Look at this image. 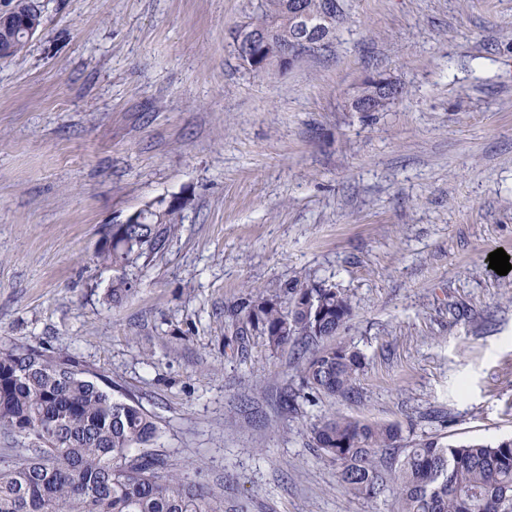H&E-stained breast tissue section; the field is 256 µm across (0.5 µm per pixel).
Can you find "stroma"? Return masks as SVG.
<instances>
[{"instance_id": "35a3bbf8", "label": "stroma", "mask_w": 512, "mask_h": 512, "mask_svg": "<svg viewBox=\"0 0 512 512\" xmlns=\"http://www.w3.org/2000/svg\"><path fill=\"white\" fill-rule=\"evenodd\" d=\"M0 61V347L77 358L141 399L158 449L246 512H396L310 441L333 413L404 444L512 437V0H346L328 50L251 70L255 0H34ZM405 93L358 112L363 81ZM177 200L167 247L98 250ZM333 285L364 356L354 401L308 394L293 345L236 334L248 288ZM177 209L178 206L174 201L158 199L148 202L142 208L129 215L125 221L114 224L100 249L111 250L100 251L98 253L100 260L107 265H112L113 269L123 268L132 260L141 257L147 252L150 254L161 251L170 236L174 234L177 224L173 221L175 212H171L162 224H159L158 216L161 217L167 211H176ZM150 213L156 216V224L151 223L154 222L151 218H146V224H142L145 215ZM125 224H127L124 232L125 236L113 243L112 236L120 237L121 229L125 227ZM142 240L147 244V248L143 249L144 246L136 248Z\"/></svg>"}]
</instances>
